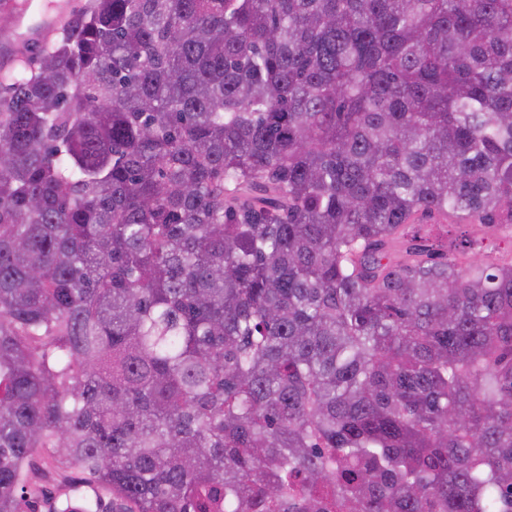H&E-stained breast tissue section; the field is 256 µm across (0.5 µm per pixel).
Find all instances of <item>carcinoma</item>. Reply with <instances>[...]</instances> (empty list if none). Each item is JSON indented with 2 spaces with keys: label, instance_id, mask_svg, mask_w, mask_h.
<instances>
[{
  "label": "carcinoma",
  "instance_id": "carcinoma-1",
  "mask_svg": "<svg viewBox=\"0 0 512 512\" xmlns=\"http://www.w3.org/2000/svg\"><path fill=\"white\" fill-rule=\"evenodd\" d=\"M38 458L512 512V0H85L1 65L0 512Z\"/></svg>",
  "mask_w": 512,
  "mask_h": 512
}]
</instances>
